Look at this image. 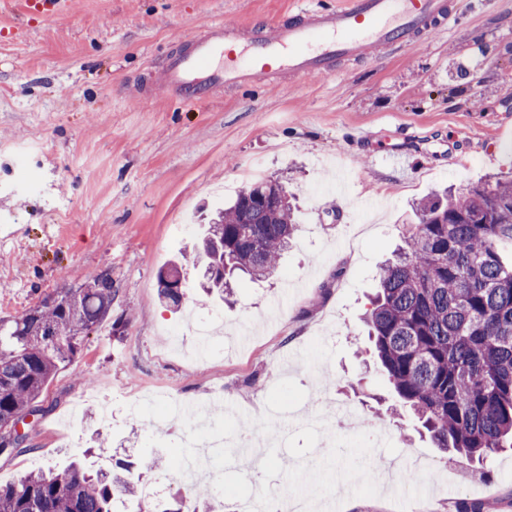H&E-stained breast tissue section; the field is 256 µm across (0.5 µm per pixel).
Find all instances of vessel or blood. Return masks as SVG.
I'll return each instance as SVG.
<instances>
[{"label": "vessel or blood", "instance_id": "b4317fda", "mask_svg": "<svg viewBox=\"0 0 512 512\" xmlns=\"http://www.w3.org/2000/svg\"><path fill=\"white\" fill-rule=\"evenodd\" d=\"M448 0H302L272 31L244 43L221 26L173 53L160 74L174 98L201 102L219 88L256 85L275 72L330 74L345 59L367 56L371 47H404L458 23Z\"/></svg>", "mask_w": 512, "mask_h": 512}]
</instances>
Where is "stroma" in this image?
Instances as JSON below:
<instances>
[{
	"label": "stroma",
	"mask_w": 512,
	"mask_h": 512,
	"mask_svg": "<svg viewBox=\"0 0 512 512\" xmlns=\"http://www.w3.org/2000/svg\"><path fill=\"white\" fill-rule=\"evenodd\" d=\"M296 0H67L52 16L0 0V320L48 294L109 271L112 317L62 367L41 410L23 424L27 451L0 456V484L68 464L104 439L144 480L177 492L178 474L149 471L181 420L144 419L131 407L161 396L231 404L261 416L282 378L307 397L280 432L323 416L321 459L334 435L390 440L371 469L418 464L415 480L354 497L340 512H512V451L449 466L375 363L361 320L413 206L434 190L512 171V0H451L462 20L413 46L373 48L335 75L280 71L267 83L174 99L157 81L167 56L221 23L239 39L286 20ZM260 163L298 206L294 241L276 274L240 279L235 303L201 296L189 271L179 310L158 296L157 271L202 231L203 207L233 197L238 173ZM354 178L337 190L334 174ZM292 289H284V282ZM121 320L113 328V320ZM161 443L145 448L149 436ZM241 424L233 472L262 480Z\"/></svg>",
	"instance_id": "1"
}]
</instances>
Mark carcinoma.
Here are the masks:
<instances>
[{
	"mask_svg": "<svg viewBox=\"0 0 512 512\" xmlns=\"http://www.w3.org/2000/svg\"><path fill=\"white\" fill-rule=\"evenodd\" d=\"M404 245L385 263L366 313L377 357L398 397L421 420L448 460L482 461L512 447V179L495 177L434 194L415 207ZM297 230L283 182L244 186L217 212L193 246L210 295L231 293V278L262 280L277 270ZM183 266L157 272L159 297L177 306ZM95 288H63L38 305L0 320V438L10 425L40 411L39 399L57 371L72 362L88 332L112 313V275ZM142 476L119 460L109 471L72 463L30 472L0 485V512H212L192 492L171 505L145 503Z\"/></svg>",
	"mask_w": 512,
	"mask_h": 512,
	"instance_id": "obj_1",
	"label": "carcinoma"
}]
</instances>
